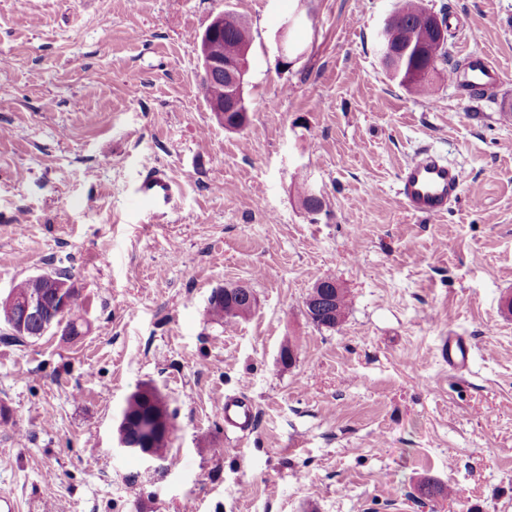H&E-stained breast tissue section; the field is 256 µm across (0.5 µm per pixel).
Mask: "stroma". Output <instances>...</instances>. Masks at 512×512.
Listing matches in <instances>:
<instances>
[{
    "label": "stroma",
    "mask_w": 512,
    "mask_h": 512,
    "mask_svg": "<svg viewBox=\"0 0 512 512\" xmlns=\"http://www.w3.org/2000/svg\"><path fill=\"white\" fill-rule=\"evenodd\" d=\"M428 4L451 60L486 53L498 86L392 79L397 0H0V298L63 270L85 320L23 342L0 324V493L21 512H512V0ZM223 10L253 35L239 132L200 90ZM422 149L463 175L435 219L397 197ZM145 162L179 184L159 220L128 193ZM326 278L349 301L333 330L303 307ZM236 286L252 312L206 318ZM143 385L173 418L160 462L113 447ZM228 396L253 432L225 427ZM441 354L443 359L448 361V367L451 370H459L466 366L468 349L463 341L456 336H450L448 341H444ZM224 422L241 430H251L255 422L254 407L241 397H227L224 400Z\"/></svg>",
    "instance_id": "obj_1"
}]
</instances>
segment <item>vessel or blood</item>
<instances>
[{"label":"vessel or blood","mask_w":512,"mask_h":512,"mask_svg":"<svg viewBox=\"0 0 512 512\" xmlns=\"http://www.w3.org/2000/svg\"><path fill=\"white\" fill-rule=\"evenodd\" d=\"M470 59L476 81L489 84L497 80L499 72L485 54L475 51ZM461 185L459 169L448 165L438 155L423 150L402 167L397 195L401 206L411 214L437 218L444 215L449 204L458 198ZM177 191L175 179L155 166L144 167L131 187V194L141 211L151 215L166 214ZM441 354L453 370L462 369L468 360L466 345L455 336L443 343ZM224 421L239 430H251L255 422L251 402L241 397L226 398Z\"/></svg>","instance_id":"1"}]
</instances>
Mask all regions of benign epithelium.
<instances>
[{"label": "benign epithelium", "instance_id": "benign-epithelium-1", "mask_svg": "<svg viewBox=\"0 0 512 512\" xmlns=\"http://www.w3.org/2000/svg\"><path fill=\"white\" fill-rule=\"evenodd\" d=\"M224 27V13L220 12L214 16L210 24L202 33L199 41V60L201 72L205 77L211 79L220 76L225 79L226 92L224 102L210 104L209 110L224 116L231 112H246L248 107L244 94L245 75L248 63L245 57L239 56L226 59L218 54L215 49L213 37L217 31ZM448 41V24L443 22L440 15L434 10H428V14L422 17L414 26L411 46L419 51H426L434 54L438 52L443 44ZM381 55L394 75L400 74L402 70L401 53L390 43L381 41ZM61 291L55 280L48 279L47 293L39 295L20 296L10 292L5 298L6 310L22 309L24 315L38 320L40 331L38 336L42 337L59 327L58 320L65 316L68 309V300H59ZM169 424V418L164 413V408L157 407V415L153 422L141 426L145 435L144 442L151 440L152 432L159 430ZM127 427L125 416H120L118 427L117 449L124 453L136 454L143 458L159 459L161 454L155 450L144 447L135 448L128 444L124 435Z\"/></svg>", "mask_w": 512, "mask_h": 512}]
</instances>
